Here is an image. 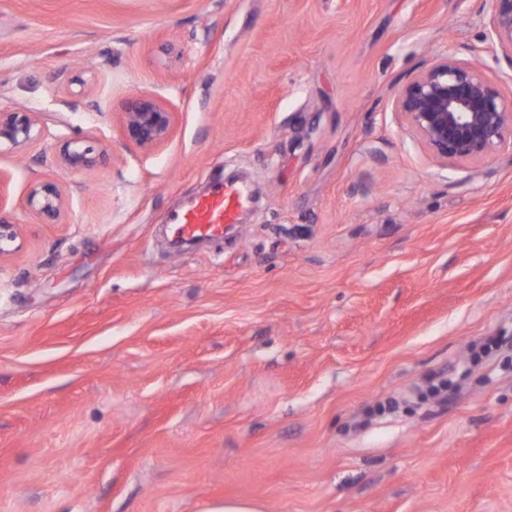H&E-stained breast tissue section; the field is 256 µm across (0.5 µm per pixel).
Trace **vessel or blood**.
I'll use <instances>...</instances> for the list:
<instances>
[{
	"label": "vessel or blood",
	"instance_id": "b4317fda",
	"mask_svg": "<svg viewBox=\"0 0 512 512\" xmlns=\"http://www.w3.org/2000/svg\"><path fill=\"white\" fill-rule=\"evenodd\" d=\"M248 201L245 190L236 183L217 181L185 207L170 212L166 224L176 238L184 241H219L224 237L226 225L236 223Z\"/></svg>",
	"mask_w": 512,
	"mask_h": 512
}]
</instances>
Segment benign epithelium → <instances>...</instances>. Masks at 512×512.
<instances>
[{"label": "benign epithelium", "instance_id": "obj_1", "mask_svg": "<svg viewBox=\"0 0 512 512\" xmlns=\"http://www.w3.org/2000/svg\"><path fill=\"white\" fill-rule=\"evenodd\" d=\"M493 13L485 36L493 57L512 63V0H492ZM394 110L417 134L430 155L443 165L481 161L503 146L512 145V101L480 63L445 56L411 76L398 90ZM36 113H0V144L24 147L35 137ZM174 126V112L150 95L131 97L122 112L124 136L149 150L163 143ZM92 149L79 141L64 144L62 160L70 169L92 166ZM28 202L40 214L56 218L63 206L53 182L36 185ZM17 231L0 224V257L16 250Z\"/></svg>", "mask_w": 512, "mask_h": 512}]
</instances>
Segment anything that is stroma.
<instances>
[{"instance_id": "35a3bbf8", "label": "stroma", "mask_w": 512, "mask_h": 512, "mask_svg": "<svg viewBox=\"0 0 512 512\" xmlns=\"http://www.w3.org/2000/svg\"><path fill=\"white\" fill-rule=\"evenodd\" d=\"M491 13L0 0V108L40 130L0 146V512H512V148L445 166L393 109ZM137 94L176 114L149 152L120 133ZM233 173L261 194L229 239L172 248L167 213ZM91 153L90 147H83L80 141H71L64 144L61 156L67 168L81 169L94 164L95 158L90 156ZM28 202L43 216L57 218L63 206V197L59 187L53 182L36 185L30 191Z\"/></svg>"}]
</instances>
